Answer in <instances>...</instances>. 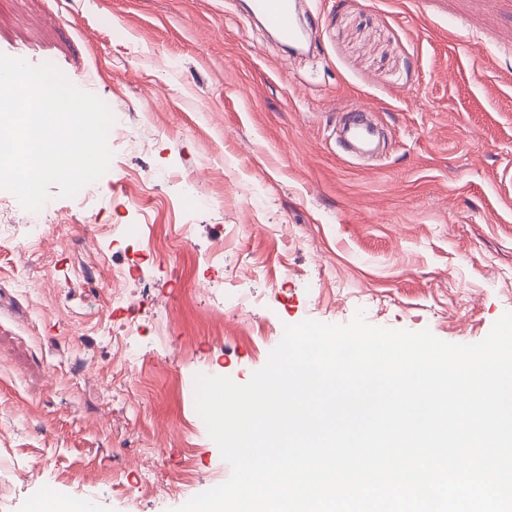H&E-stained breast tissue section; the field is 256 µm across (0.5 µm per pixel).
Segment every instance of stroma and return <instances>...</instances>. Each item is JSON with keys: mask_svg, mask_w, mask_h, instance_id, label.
Masks as SVG:
<instances>
[{"mask_svg": "<svg viewBox=\"0 0 512 512\" xmlns=\"http://www.w3.org/2000/svg\"><path fill=\"white\" fill-rule=\"evenodd\" d=\"M248 4L0 0V54L135 137L89 198L36 216L0 190V512H175L227 481L195 377L247 383L269 331L360 312L471 344L512 313V0H302L299 53ZM350 102L380 157L337 143ZM146 448L181 494L145 492Z\"/></svg>", "mask_w": 512, "mask_h": 512, "instance_id": "stroma-1", "label": "stroma"}]
</instances>
